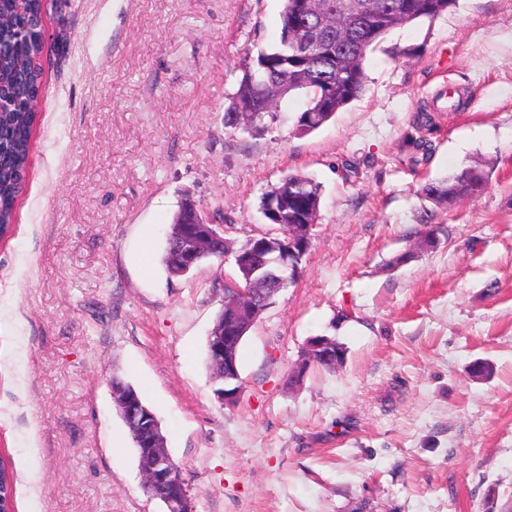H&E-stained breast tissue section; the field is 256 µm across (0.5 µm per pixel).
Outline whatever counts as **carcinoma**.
Returning a JSON list of instances; mask_svg holds the SVG:
<instances>
[{"label": "carcinoma", "mask_w": 512, "mask_h": 512, "mask_svg": "<svg viewBox=\"0 0 512 512\" xmlns=\"http://www.w3.org/2000/svg\"><path fill=\"white\" fill-rule=\"evenodd\" d=\"M456 0H325L320 16L304 17L299 0H283L280 41L260 49L242 71L224 112V126L238 128L244 112L259 116L247 132L259 133L276 122L281 101L302 93L305 109L299 129L311 132L336 112L361 98L368 77L365 61L394 29L432 21ZM43 0H0V233L13 225L15 205L23 190L31 138L38 112L37 88L43 79L40 59L45 48ZM488 174L475 163L440 178L423 189L426 197L445 204L480 194ZM322 188L314 178L289 172L260 198L267 213L275 207L287 224L318 221ZM14 466L0 455V494L15 506Z\"/></svg>", "instance_id": "obj_1"}]
</instances>
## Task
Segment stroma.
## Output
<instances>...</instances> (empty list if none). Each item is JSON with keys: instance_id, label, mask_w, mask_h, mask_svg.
<instances>
[{"instance_id": "stroma-1", "label": "stroma", "mask_w": 512, "mask_h": 512, "mask_svg": "<svg viewBox=\"0 0 512 512\" xmlns=\"http://www.w3.org/2000/svg\"><path fill=\"white\" fill-rule=\"evenodd\" d=\"M282 0H51L31 168L0 242V452L17 512H164L113 385L161 421L196 512H512V0H457L392 31L367 89L317 131L303 99L247 133L224 109ZM429 161H411L420 112ZM477 197L429 182L472 161ZM322 186L295 285L239 347L218 401L207 339L231 261L162 259L184 200L244 242L261 195ZM439 244L416 248L423 225ZM411 259L392 266L394 256ZM346 349L286 383L309 338ZM491 371L472 377L474 361ZM488 174L482 164L475 163L459 172L428 183L423 189L426 197L445 204L479 195L487 186Z\"/></svg>"}]
</instances>
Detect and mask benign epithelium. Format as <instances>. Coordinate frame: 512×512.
Masks as SVG:
<instances>
[{"mask_svg":"<svg viewBox=\"0 0 512 512\" xmlns=\"http://www.w3.org/2000/svg\"><path fill=\"white\" fill-rule=\"evenodd\" d=\"M198 221L189 217L187 226L182 228L177 245L179 263L184 270L194 267L202 258L219 253V234L209 225L196 227ZM311 224L288 225V239L275 240L265 235L253 248L235 254L234 262L253 275L259 270V258L262 255L275 254L276 261L288 269V274L272 275L278 287L261 294L260 300L248 306L242 304L230 307L223 323L210 335V348L214 359L223 370L224 388L217 391V397L226 406L233 405L241 392L240 371L236 365L235 348L242 339V320L260 315L270 304L279 290L292 284V276L300 272V265L311 243ZM307 356L293 371L292 377L300 380L316 359L339 363L342 356L333 350L329 338L315 336L308 340ZM115 402L127 421L137 424L135 443L140 450L142 462L140 471L148 490L161 493L165 503V512H195L191 498L182 478V470L165 448L164 438L159 432L153 415L142 406L131 392L120 389L116 392Z\"/></svg>","mask_w":512,"mask_h":512,"instance_id":"obj_1","label":"benign epithelium"}]
</instances>
